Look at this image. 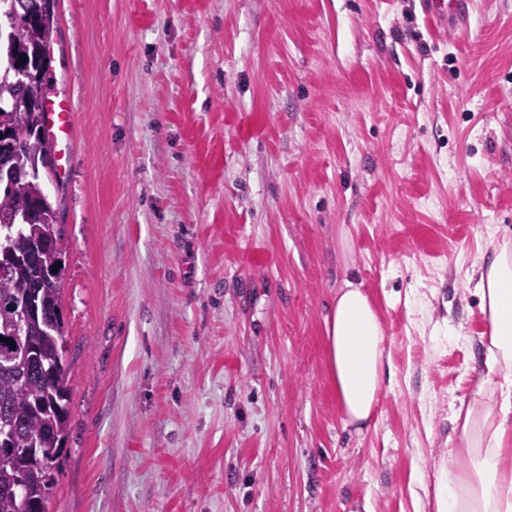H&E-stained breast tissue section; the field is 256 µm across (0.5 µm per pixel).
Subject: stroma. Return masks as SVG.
I'll return each mask as SVG.
<instances>
[{
	"instance_id": "1",
	"label": "stroma",
	"mask_w": 512,
	"mask_h": 512,
	"mask_svg": "<svg viewBox=\"0 0 512 512\" xmlns=\"http://www.w3.org/2000/svg\"><path fill=\"white\" fill-rule=\"evenodd\" d=\"M58 0L44 182L69 423L48 512H434L483 371L474 263L512 237V0ZM393 363L346 428L345 280ZM470 5V0H431L428 7L433 22L448 21V33H451L467 26ZM72 112L73 106L69 99L53 103L46 116L48 131L56 138L67 137Z\"/></svg>"
}]
</instances>
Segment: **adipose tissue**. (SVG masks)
<instances>
[{
	"label": "adipose tissue",
	"mask_w": 512,
	"mask_h": 512,
	"mask_svg": "<svg viewBox=\"0 0 512 512\" xmlns=\"http://www.w3.org/2000/svg\"><path fill=\"white\" fill-rule=\"evenodd\" d=\"M475 292L487 326L486 374L454 413L468 469L438 483L435 512H512V239L490 238L478 261ZM328 372L345 424L363 429L392 377L379 311L362 283L348 280L324 322Z\"/></svg>",
	"instance_id": "obj_1"
}]
</instances>
